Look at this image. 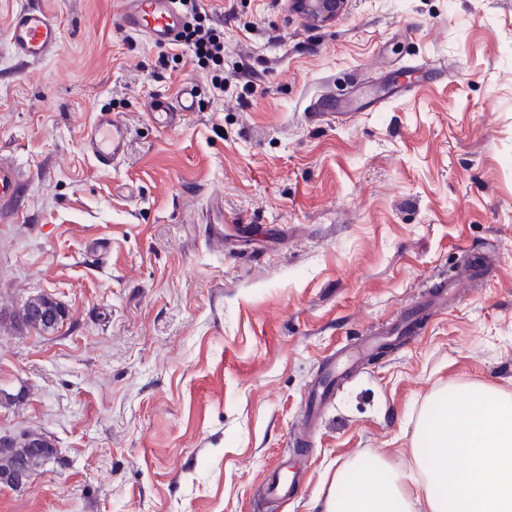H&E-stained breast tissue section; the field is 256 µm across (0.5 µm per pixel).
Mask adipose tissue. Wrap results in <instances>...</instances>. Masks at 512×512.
Wrapping results in <instances>:
<instances>
[{
	"label": "adipose tissue",
	"instance_id": "1",
	"mask_svg": "<svg viewBox=\"0 0 512 512\" xmlns=\"http://www.w3.org/2000/svg\"><path fill=\"white\" fill-rule=\"evenodd\" d=\"M410 473L352 461L326 512H512V395L479 387L463 406L439 393L418 421Z\"/></svg>",
	"mask_w": 512,
	"mask_h": 512
}]
</instances>
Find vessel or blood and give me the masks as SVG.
I'll return each mask as SVG.
<instances>
[{
	"label": "vessel or blood",
	"instance_id": "obj_1",
	"mask_svg": "<svg viewBox=\"0 0 512 512\" xmlns=\"http://www.w3.org/2000/svg\"><path fill=\"white\" fill-rule=\"evenodd\" d=\"M180 0H121V19L126 29L145 35L159 46L173 44L183 22ZM8 41L22 60H42L58 50L62 31L57 19L46 9L25 6L17 10L8 28ZM197 109L193 86L182 87L175 97L149 107V116L156 128L167 131L180 127ZM127 128L112 114L101 112L84 129L82 145L98 166L111 167L121 160L127 148ZM369 346H361L331 364L312 387L308 397L310 414H317L322 403L331 397L339 376L351 370L363 357Z\"/></svg>",
	"mask_w": 512,
	"mask_h": 512
}]
</instances>
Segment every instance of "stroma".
<instances>
[{
  "label": "stroma",
  "mask_w": 512,
  "mask_h": 512,
  "mask_svg": "<svg viewBox=\"0 0 512 512\" xmlns=\"http://www.w3.org/2000/svg\"><path fill=\"white\" fill-rule=\"evenodd\" d=\"M36 3L63 39L28 63L4 33ZM203 3L220 68L125 30L118 0H0V160L22 175L21 215L0 208V435L58 450L0 487V512H325L349 462L409 470L432 394L512 393V0H349L321 26L289 0ZM186 83L196 112L157 129L148 103ZM100 112L128 128L108 169L81 141ZM478 254L494 277L366 360L307 430L330 356ZM40 295L63 321L15 325ZM275 469L301 482L284 504Z\"/></svg>",
  "instance_id": "stroma-1"
}]
</instances>
